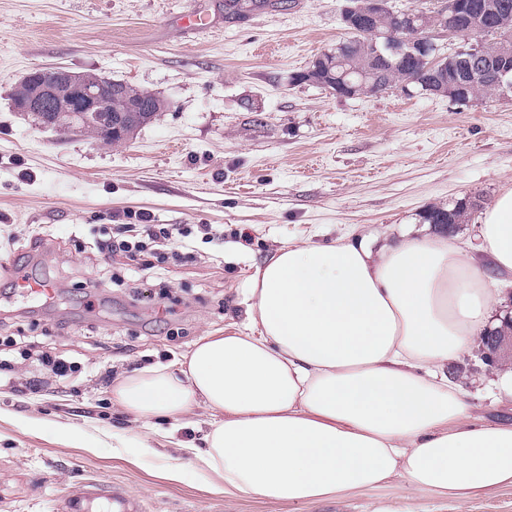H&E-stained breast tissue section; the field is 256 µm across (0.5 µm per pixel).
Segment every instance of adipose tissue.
<instances>
[{
  "instance_id": "adipose-tissue-1",
  "label": "adipose tissue",
  "mask_w": 512,
  "mask_h": 512,
  "mask_svg": "<svg viewBox=\"0 0 512 512\" xmlns=\"http://www.w3.org/2000/svg\"><path fill=\"white\" fill-rule=\"evenodd\" d=\"M476 237L490 270L406 230L288 243L250 276L242 329L123 377L112 402L145 422L208 409L195 454L232 496L301 503L396 476L456 498L512 485V425L474 416L446 371L501 325L492 276L512 274V184Z\"/></svg>"
}]
</instances>
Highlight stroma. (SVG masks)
Listing matches in <instances>:
<instances>
[{"instance_id": "35a3bbf8", "label": "stroma", "mask_w": 512, "mask_h": 512, "mask_svg": "<svg viewBox=\"0 0 512 512\" xmlns=\"http://www.w3.org/2000/svg\"><path fill=\"white\" fill-rule=\"evenodd\" d=\"M345 0H292L237 21L224 0H0V341L42 342L81 370L34 393L38 367L0 351V512H58L73 487L109 475L150 512H512V486L459 500L382 488L290 503L209 489L181 450L203 447L210 417L135 421L112 404L120 379L180 359L200 337L245 323L244 289L281 244H324L353 231L427 227L433 205L478 203L454 234L475 226L512 181V96L456 103L435 96L344 98L296 74L346 39ZM196 11L207 31L189 33ZM93 72L165 99L166 112L119 148L35 124L12 94L37 69ZM188 224L195 259L150 268L80 246L78 224L109 230ZM47 282L53 299L20 296L8 270ZM477 415L512 424V404L480 390L479 355L452 362ZM40 423L42 433L29 431ZM148 442L151 454L135 452ZM180 467L183 480L165 479Z\"/></svg>"}]
</instances>
